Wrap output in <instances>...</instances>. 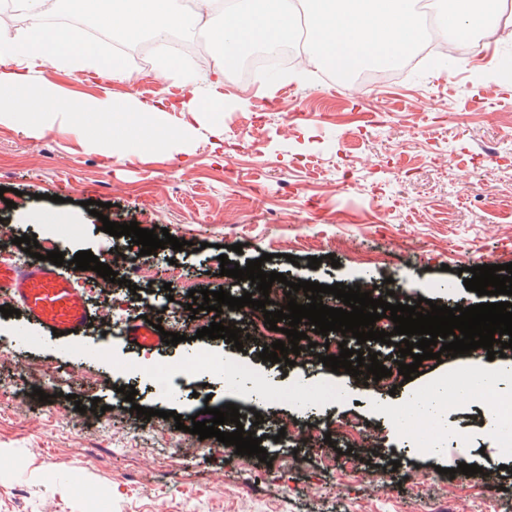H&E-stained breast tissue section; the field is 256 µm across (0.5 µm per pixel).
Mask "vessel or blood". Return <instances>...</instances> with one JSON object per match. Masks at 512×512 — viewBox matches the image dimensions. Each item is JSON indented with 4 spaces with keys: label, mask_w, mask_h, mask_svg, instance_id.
Returning <instances> with one entry per match:
<instances>
[{
    "label": "vessel or blood",
    "mask_w": 512,
    "mask_h": 512,
    "mask_svg": "<svg viewBox=\"0 0 512 512\" xmlns=\"http://www.w3.org/2000/svg\"><path fill=\"white\" fill-rule=\"evenodd\" d=\"M84 271L61 272L44 263H0V293L17 299L28 318L45 330L81 329L88 306L77 282Z\"/></svg>",
    "instance_id": "1"
}]
</instances>
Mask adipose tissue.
Wrapping results in <instances>:
<instances>
[{"mask_svg": "<svg viewBox=\"0 0 512 512\" xmlns=\"http://www.w3.org/2000/svg\"><path fill=\"white\" fill-rule=\"evenodd\" d=\"M17 2L29 23L17 34H0V124H21L39 132L61 117L79 126L92 116L105 133L94 146L108 155L180 137V130L167 127L160 108L129 98L59 97L54 85L39 76L38 66L63 65L77 74L92 70L117 82L128 81L130 75L119 63L105 60L80 29L45 26L49 0ZM210 4L200 0L198 9L190 10L184 0H80L82 10L96 17L102 28L130 35L148 27L159 33L173 27L195 30Z\"/></svg>", "mask_w": 512, "mask_h": 512, "instance_id": "1", "label": "adipose tissue"}]
</instances>
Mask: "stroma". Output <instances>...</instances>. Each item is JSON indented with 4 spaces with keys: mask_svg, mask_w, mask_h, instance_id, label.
Masks as SVG:
<instances>
[{
    "mask_svg": "<svg viewBox=\"0 0 512 512\" xmlns=\"http://www.w3.org/2000/svg\"><path fill=\"white\" fill-rule=\"evenodd\" d=\"M500 56L512 58V25L502 22L450 68L422 67L378 88L345 81L330 89L294 67L224 84L220 119L168 112V126L185 128L182 139L109 160L89 144L96 124L75 132L59 123L38 134L1 124L0 225L13 236L43 243L57 237L54 220L73 223L80 231L68 252L108 262L112 238L85 206L95 200L110 221L165 228L188 245L143 256L152 275L138 292L103 278L83 287L90 324L76 337L49 334L23 315L0 316V355L14 362L0 368V512H13L17 489L25 512H507L512 454L500 447L480 398L450 402L437 435L415 442L409 428L394 425L393 411L434 378H457L463 356L423 361L412 381L395 374L367 391L314 356L283 370L254 350L207 339L204 348L249 364L277 400L262 404L248 389L201 375L177 395L140 382L128 402L115 389L116 366L192 349L189 341L143 344L122 329L140 297L165 301L159 271L170 261L182 266L178 290L230 289L219 273L224 245L241 244L248 261L270 254L263 270L292 280L351 286L389 278L414 300L481 303L461 269L512 262V151L502 143L512 132V90L478 78ZM157 66L152 59L133 67L123 83L80 81L50 64L42 74L65 95L110 93L151 105L180 87L178 76L157 77ZM259 152L267 166L257 164ZM36 215L46 223H33ZM312 256L318 268H309ZM104 307L112 323L106 354L97 324ZM74 365L81 372L72 382L52 381ZM332 387L339 396L325 399ZM37 388L52 402L33 399ZM203 388L213 402L300 432L296 448L263 439L266 464L229 457L213 437L181 446L185 433L174 417L198 408ZM95 398L104 411H90ZM135 403L156 416L131 412ZM349 420L354 429L337 433V423ZM312 425L330 443L304 439ZM369 459L385 472L368 469ZM461 462L495 481L457 472Z\"/></svg>",
    "mask_w": 512,
    "mask_h": 512,
    "instance_id": "stroma-1",
    "label": "stroma"
}]
</instances>
